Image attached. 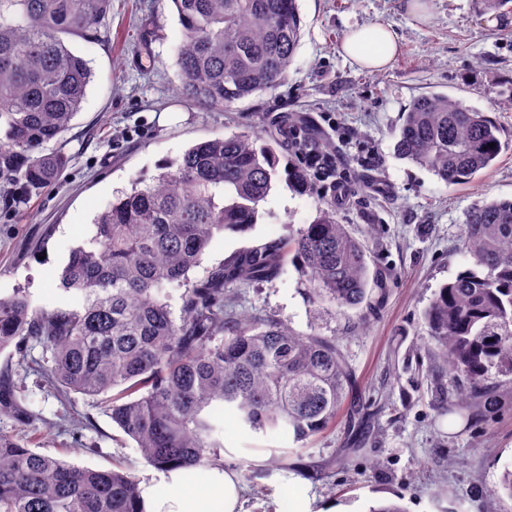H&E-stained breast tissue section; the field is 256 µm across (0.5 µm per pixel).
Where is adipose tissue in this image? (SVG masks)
<instances>
[{
	"label": "adipose tissue",
	"mask_w": 512,
	"mask_h": 512,
	"mask_svg": "<svg viewBox=\"0 0 512 512\" xmlns=\"http://www.w3.org/2000/svg\"><path fill=\"white\" fill-rule=\"evenodd\" d=\"M342 52L359 67L378 71L394 58L397 40L390 26L375 24L351 30ZM242 482L236 471L224 468H178L165 487H141L144 512H242Z\"/></svg>",
	"instance_id": "ef3b65f1"
}]
</instances>
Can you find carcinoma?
Listing matches in <instances>:
<instances>
[{
	"instance_id": "obj_1",
	"label": "carcinoma",
	"mask_w": 512,
	"mask_h": 512,
	"mask_svg": "<svg viewBox=\"0 0 512 512\" xmlns=\"http://www.w3.org/2000/svg\"><path fill=\"white\" fill-rule=\"evenodd\" d=\"M179 90L203 109L230 107L285 79L302 38L297 0H172ZM112 0H0V197L20 206L55 185L69 163L56 147L92 80L89 62L63 36L112 40ZM494 147H489V144ZM279 143L237 134L197 143L152 182L117 197L83 246L70 251L59 287L73 308L0 297V417L32 421L14 375L35 372L46 392L79 393L168 472L221 462L227 419L253 433L305 443L334 427L352 401L355 375L336 338L299 334L237 289L272 282L289 258L312 303L341 312L370 305L379 286L366 244L318 206L293 241L245 247L191 279L213 239L245 232L278 175ZM503 149L485 112L446 94L415 98L395 151L448 185L473 181ZM462 249L474 259L435 293L424 319L436 352L433 408L451 413L448 386L493 406L498 376L512 374V199L467 212ZM176 285L179 316L165 300ZM41 348L42 356H31ZM0 512H144L139 483L121 467H77L0 432Z\"/></svg>"
}]
</instances>
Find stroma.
Returning <instances> with one entry per match:
<instances>
[{
	"label": "stroma",
	"mask_w": 512,
	"mask_h": 512,
	"mask_svg": "<svg viewBox=\"0 0 512 512\" xmlns=\"http://www.w3.org/2000/svg\"><path fill=\"white\" fill-rule=\"evenodd\" d=\"M303 36L283 83L229 109H201L184 100L174 46L180 34L172 0H112V39L67 44L88 60L93 79L82 108L60 143L70 163L58 184L27 205L0 203V297L22 290L53 309L77 303L58 287L72 248L90 236L92 222L118 191L151 182L163 164L201 141L237 133L276 135L282 121L299 120L309 137L329 143L351 191L336 217L364 239L383 290L370 307L345 313L316 309L294 265L281 277L241 289L242 306L274 315L294 331L335 337L356 376V405L364 424L349 467L337 465L347 447V424L274 462L275 434H253L227 421L220 456L250 477L243 512H309L333 504L367 512L377 501L406 512H512L495 493L512 463V378H503L491 410L468 403L442 416L431 407L433 343L424 310L440 285L471 268L461 251L467 211L476 203L512 198V12L483 13L480 0H427L425 12L407 0H298ZM389 25L398 40L394 59L370 72L347 59L349 30ZM445 93L487 113L504 148L479 179L448 185L394 154L401 114L423 93ZM336 120L328 129L326 117ZM298 159L283 149L278 177L259 206L256 224L225 232L207 248L193 277H203L241 248L296 236L315 217V198L288 181ZM18 393L51 430L46 453L78 467L122 465L138 482L163 485L134 441L95 400L71 394L61 403L40 377L20 376ZM90 413L94 426L74 441L70 410Z\"/></svg>",
	"instance_id": "stroma-1"
}]
</instances>
